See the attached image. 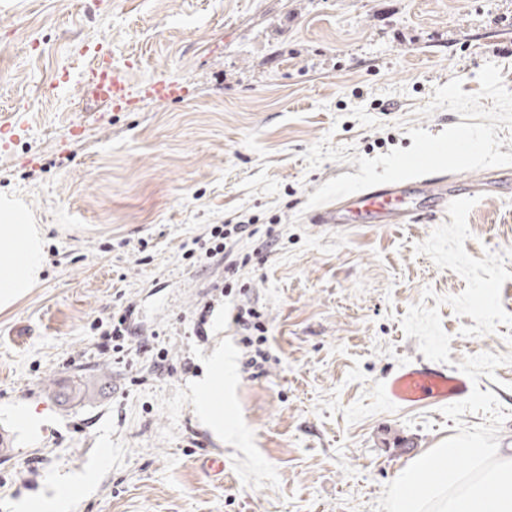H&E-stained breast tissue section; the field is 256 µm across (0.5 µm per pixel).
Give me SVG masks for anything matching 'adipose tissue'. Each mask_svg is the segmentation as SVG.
<instances>
[{
    "instance_id": "obj_1",
    "label": "adipose tissue",
    "mask_w": 512,
    "mask_h": 512,
    "mask_svg": "<svg viewBox=\"0 0 512 512\" xmlns=\"http://www.w3.org/2000/svg\"><path fill=\"white\" fill-rule=\"evenodd\" d=\"M42 240L35 225L13 213L0 219V310L36 285L42 263Z\"/></svg>"
}]
</instances>
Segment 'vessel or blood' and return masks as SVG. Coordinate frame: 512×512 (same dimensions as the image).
Here are the masks:
<instances>
[{
    "label": "vessel or blood",
    "instance_id": "1",
    "mask_svg": "<svg viewBox=\"0 0 512 512\" xmlns=\"http://www.w3.org/2000/svg\"><path fill=\"white\" fill-rule=\"evenodd\" d=\"M127 63L118 61L109 47H100L91 66L66 76L67 81L88 87L105 107L123 111L144 93L163 100L179 96L176 84L155 80L136 89L126 78ZM507 176L489 168L465 180L455 174H432L397 183L381 184L337 199L314 212V224H416L422 216L445 212L460 197L497 196ZM473 382L463 372L420 360L391 372L384 384L389 402L399 407H439L469 396Z\"/></svg>",
    "mask_w": 512,
    "mask_h": 512
}]
</instances>
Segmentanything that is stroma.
<instances>
[{"label": "stroma", "mask_w": 512, "mask_h": 512, "mask_svg": "<svg viewBox=\"0 0 512 512\" xmlns=\"http://www.w3.org/2000/svg\"><path fill=\"white\" fill-rule=\"evenodd\" d=\"M109 42L143 85L179 83L175 101L146 98L112 112L86 88L61 91L64 70ZM512 91V0H0V206L41 233L34 288L0 311V512L81 484L69 512H372L414 457L456 435L434 407L388 403L385 377L420 359L400 320L438 307L453 362L512 353V327L472 325L445 299L464 279L415 252L446 216L417 224H313L307 198L358 173L304 154L323 138L375 157L410 148L408 128L437 134L448 109L421 116L451 79L480 88L485 63ZM278 242L240 271L247 290L220 296L224 264L196 269L183 246L212 224L268 223ZM466 251L505 257L512 272V199L483 197ZM146 250H139L140 241ZM432 297H424V290ZM135 303L172 366L133 363L98 347L94 325ZM211 303L206 333L189 320ZM261 311L274 357L244 368L237 309ZM224 420L197 410L216 349ZM508 419L512 365L480 377ZM30 407L36 435L13 419ZM222 452L224 471L203 462Z\"/></svg>", "instance_id": "35a3bbf8"}]
</instances>
